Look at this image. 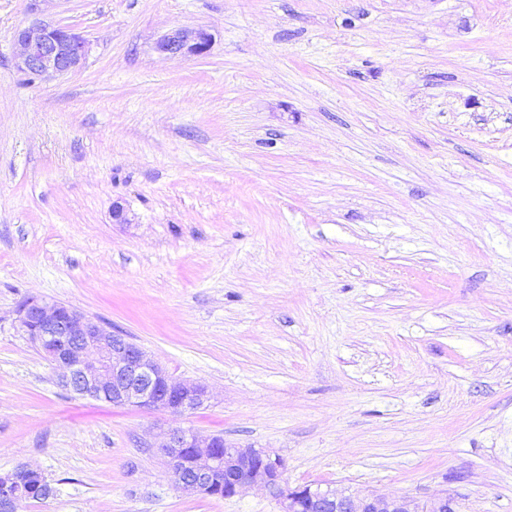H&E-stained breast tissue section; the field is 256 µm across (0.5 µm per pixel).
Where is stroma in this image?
<instances>
[{"instance_id":"1","label":"stroma","mask_w":512,"mask_h":512,"mask_svg":"<svg viewBox=\"0 0 512 512\" xmlns=\"http://www.w3.org/2000/svg\"><path fill=\"white\" fill-rule=\"evenodd\" d=\"M37 16L84 68L17 71ZM176 28L209 53L159 55ZM30 297L210 400L67 393ZM175 425L294 487L512 512V0H0V474L51 483L22 512H280L177 490Z\"/></svg>"}]
</instances>
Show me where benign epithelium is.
<instances>
[{
  "mask_svg": "<svg viewBox=\"0 0 512 512\" xmlns=\"http://www.w3.org/2000/svg\"><path fill=\"white\" fill-rule=\"evenodd\" d=\"M13 39L18 71L39 78L82 69L89 52L80 33L38 17L16 29ZM210 46L211 35L205 30L177 28L162 36L155 49L163 56L201 57ZM18 321L24 334L43 350L60 387L73 395L173 416L193 412L208 401L204 386L170 377L127 336L75 308L29 299L18 310ZM216 447V438L175 426L163 433L155 451L164 459L174 486L186 494L205 495L222 480L226 498L249 485L264 486L278 500L280 512H449L446 497L425 507L411 497L337 495L309 486L290 487L282 479V460L269 451L226 443L217 456ZM187 448L198 453L188 475L183 470ZM31 471L22 466L0 475V512H16L20 496L16 474Z\"/></svg>",
  "mask_w": 512,
  "mask_h": 512,
  "instance_id": "7a95c632",
  "label": "benign epithelium"
}]
</instances>
